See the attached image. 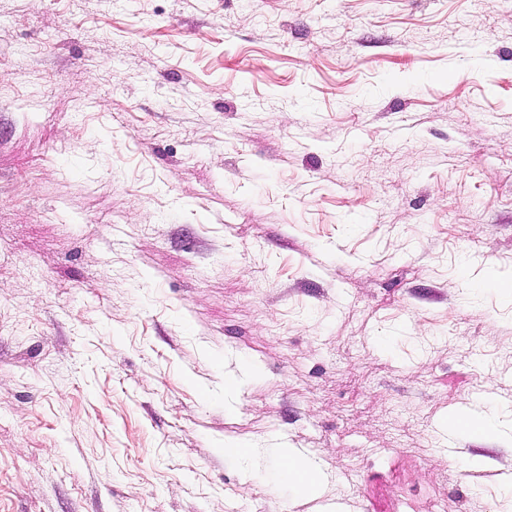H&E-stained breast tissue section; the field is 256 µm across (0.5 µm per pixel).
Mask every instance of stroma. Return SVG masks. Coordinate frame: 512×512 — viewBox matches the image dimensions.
<instances>
[{
  "instance_id": "stroma-1",
  "label": "stroma",
  "mask_w": 512,
  "mask_h": 512,
  "mask_svg": "<svg viewBox=\"0 0 512 512\" xmlns=\"http://www.w3.org/2000/svg\"><path fill=\"white\" fill-rule=\"evenodd\" d=\"M489 407L512 0H0V512H512ZM282 458L276 471V480L283 486H301L313 494L319 483L317 466L312 461L302 463L300 457L292 448H278Z\"/></svg>"
}]
</instances>
